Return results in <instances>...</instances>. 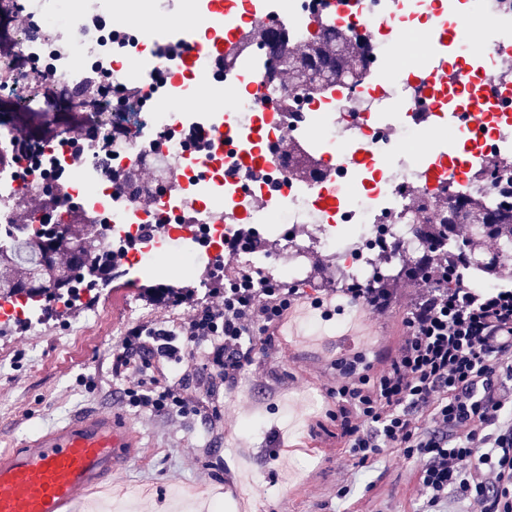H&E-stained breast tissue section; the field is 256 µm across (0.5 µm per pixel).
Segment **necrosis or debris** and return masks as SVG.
I'll use <instances>...</instances> for the list:
<instances>
[{"label":"necrosis or debris","instance_id":"obj_1","mask_svg":"<svg viewBox=\"0 0 512 512\" xmlns=\"http://www.w3.org/2000/svg\"><path fill=\"white\" fill-rule=\"evenodd\" d=\"M323 26L363 46L364 76L304 94L275 60ZM224 27L255 38L214 79L203 50ZM0 105L1 141L36 113L63 130L0 174L14 234L41 227L16 223V201L50 197L56 223L86 217L125 283L307 289L322 259L332 282L368 288L378 257L445 233L457 196L512 202V0H227L220 17L210 0H0ZM76 125L91 135L71 141ZM260 145L273 162L246 168ZM68 306L1 301L0 326L38 331Z\"/></svg>","mask_w":512,"mask_h":512}]
</instances>
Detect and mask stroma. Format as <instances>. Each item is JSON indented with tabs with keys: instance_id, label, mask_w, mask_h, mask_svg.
<instances>
[{
	"instance_id": "35a3bbf8",
	"label": "stroma",
	"mask_w": 512,
	"mask_h": 512,
	"mask_svg": "<svg viewBox=\"0 0 512 512\" xmlns=\"http://www.w3.org/2000/svg\"><path fill=\"white\" fill-rule=\"evenodd\" d=\"M107 299L109 317L89 337L70 339L58 325L42 335L20 326L0 333V452L96 406L127 420L138 436L133 459L81 495L111 499L116 512H174L192 501L221 512H418L417 465L390 454L372 467H353L334 421L335 335L304 329L303 339L276 337L223 390L224 429L204 417L145 414L122 403L112 378V352L127 328L129 299ZM402 308L380 315L364 309L365 335L355 350L379 360L399 341ZM314 409H307L309 399ZM351 488L347 501L336 487Z\"/></svg>"
}]
</instances>
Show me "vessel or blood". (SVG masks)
I'll return each instance as SVG.
<instances>
[{
  "instance_id": "1",
  "label": "vessel or blood",
  "mask_w": 512,
  "mask_h": 512,
  "mask_svg": "<svg viewBox=\"0 0 512 512\" xmlns=\"http://www.w3.org/2000/svg\"><path fill=\"white\" fill-rule=\"evenodd\" d=\"M136 443L124 419L90 408L0 453V512H70L83 491L130 461Z\"/></svg>"
}]
</instances>
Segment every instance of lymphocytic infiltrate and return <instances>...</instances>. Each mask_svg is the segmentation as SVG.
Returning a JSON list of instances; mask_svg holds the SVG:
<instances>
[{
    "label": "lymphocytic infiltrate",
    "mask_w": 512,
    "mask_h": 512,
    "mask_svg": "<svg viewBox=\"0 0 512 512\" xmlns=\"http://www.w3.org/2000/svg\"><path fill=\"white\" fill-rule=\"evenodd\" d=\"M423 260L427 277L409 272L392 288H339L307 300L286 284L256 290L243 282L211 290L178 331L133 326L112 359L121 400L179 417L207 406L209 427L220 429L217 391L252 365L299 303L327 315L348 303L382 314L410 287L401 340L381 367L358 354L334 364L332 418L347 453L360 467L392 449L417 460L422 512H446L452 502L463 512H512V286L452 284L447 257ZM184 360L201 368L203 394L167 379L165 367Z\"/></svg>",
    "instance_id": "obj_1"
}]
</instances>
